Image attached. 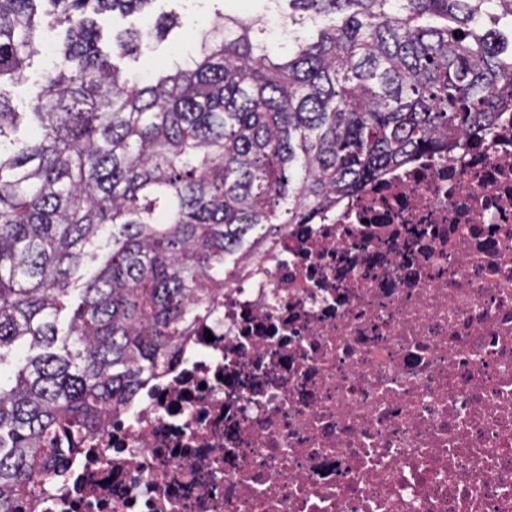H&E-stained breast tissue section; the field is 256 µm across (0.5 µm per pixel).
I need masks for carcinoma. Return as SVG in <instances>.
Segmentation results:
<instances>
[{
    "instance_id": "cac0c4a2",
    "label": "carcinoma",
    "mask_w": 512,
    "mask_h": 512,
    "mask_svg": "<svg viewBox=\"0 0 512 512\" xmlns=\"http://www.w3.org/2000/svg\"><path fill=\"white\" fill-rule=\"evenodd\" d=\"M36 2L0 0V85L40 53ZM49 2L65 44L31 111L0 91V366L27 347L0 372V512L34 508L170 364L228 257L512 108V0H224L149 85L118 65L143 34L105 51L94 15L154 0ZM87 257L99 268L61 328Z\"/></svg>"
}]
</instances>
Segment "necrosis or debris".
Here are the masks:
<instances>
[{
    "instance_id": "1",
    "label": "necrosis or debris",
    "mask_w": 512,
    "mask_h": 512,
    "mask_svg": "<svg viewBox=\"0 0 512 512\" xmlns=\"http://www.w3.org/2000/svg\"><path fill=\"white\" fill-rule=\"evenodd\" d=\"M40 512H512V110L237 255Z\"/></svg>"
}]
</instances>
